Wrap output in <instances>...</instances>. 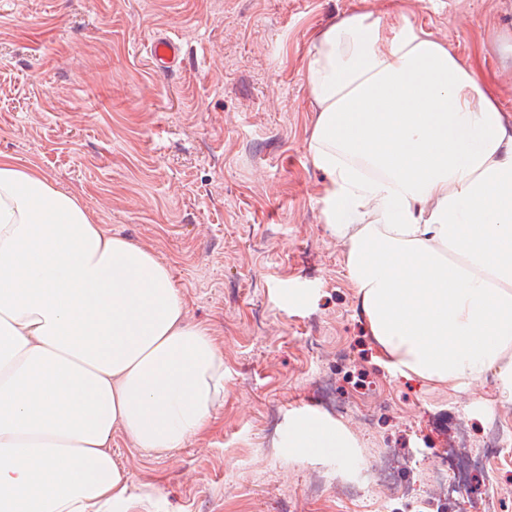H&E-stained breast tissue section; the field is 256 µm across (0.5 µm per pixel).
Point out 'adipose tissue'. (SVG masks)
<instances>
[{
	"instance_id": "adipose-tissue-1",
	"label": "adipose tissue",
	"mask_w": 512,
	"mask_h": 512,
	"mask_svg": "<svg viewBox=\"0 0 512 512\" xmlns=\"http://www.w3.org/2000/svg\"><path fill=\"white\" fill-rule=\"evenodd\" d=\"M306 77L322 213L385 362L512 400V127L446 46L353 14ZM224 401V356L188 323L168 267L79 198L0 154V512H148L158 490L112 455L184 446ZM282 444L362 466L337 422Z\"/></svg>"
}]
</instances>
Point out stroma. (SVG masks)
<instances>
[{"label":"stroma","mask_w":512,"mask_h":512,"mask_svg":"<svg viewBox=\"0 0 512 512\" xmlns=\"http://www.w3.org/2000/svg\"><path fill=\"white\" fill-rule=\"evenodd\" d=\"M367 14L411 24L448 47L512 123V0H0V153L78 195L94 223L170 270L185 318L224 353V403L184 447L155 457L121 432L112 455L158 490L153 512H512V449L496 477L456 464L443 491L438 449L481 447L512 427L494 376L467 389L406 378L384 362L320 200L329 184L308 151L318 109L306 81L319 34ZM186 60L158 72V36ZM378 390L371 429L334 416L323 390ZM337 417L392 484L350 495L319 486L332 455L279 444L289 419Z\"/></svg>","instance_id":"obj_1"}]
</instances>
